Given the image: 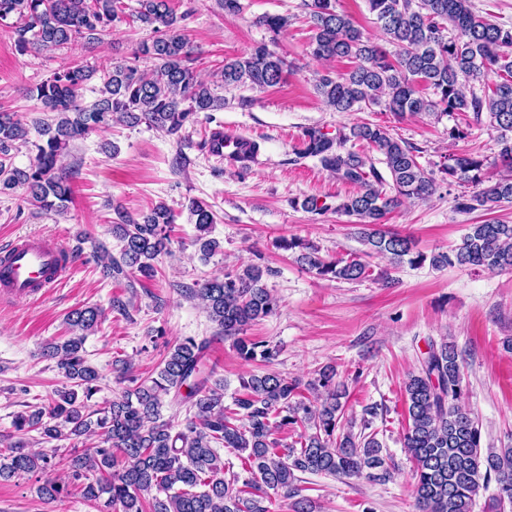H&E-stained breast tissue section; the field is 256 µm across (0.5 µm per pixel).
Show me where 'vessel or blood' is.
I'll return each mask as SVG.
<instances>
[{
    "label": "vessel or blood",
    "mask_w": 512,
    "mask_h": 512,
    "mask_svg": "<svg viewBox=\"0 0 512 512\" xmlns=\"http://www.w3.org/2000/svg\"><path fill=\"white\" fill-rule=\"evenodd\" d=\"M252 146V139L227 127L209 142L208 150L224 160L247 164ZM60 250L57 241L36 237L0 245V292L35 298L60 285L69 275L66 265L59 261Z\"/></svg>",
    "instance_id": "1"
}]
</instances>
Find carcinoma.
Here are the masks:
<instances>
[{"label":"carcinoma","mask_w":512,"mask_h":512,"mask_svg":"<svg viewBox=\"0 0 512 512\" xmlns=\"http://www.w3.org/2000/svg\"><path fill=\"white\" fill-rule=\"evenodd\" d=\"M133 20L151 35L134 52L133 61L115 62L108 69L84 63L65 66L35 87L36 99L46 115L26 124L16 113L0 112V194L23 190L24 200L42 210L60 211L72 198L71 174L61 157L71 141L103 128L117 118L134 127L145 123L171 135L195 122L200 112L224 109V96L200 78L194 67V49L170 0H137ZM387 42L389 53L365 38L348 15L336 10V0H302L313 31L309 53L316 59L349 58L356 65L345 74H323L317 90L325 104L337 112L384 108L397 120L408 115L433 113L448 116L487 111L498 132V160L505 171L493 178L486 159L472 153H452L441 172L448 180L467 183L471 194L457 197L464 213H488L512 204V27L494 22L473 10L471 0H367ZM124 13L122 0H0V21L16 18L15 45L23 54L37 55L76 40L95 43ZM256 25L277 37L288 28L285 15L265 14ZM141 58L152 61L142 70ZM286 61L267 44L249 53L224 60L221 84L266 89L278 85ZM497 75L493 88L479 97L467 93V79ZM100 82L98 96L83 102V90L92 80ZM423 82L432 89L427 97L417 89ZM36 154L26 170L13 164L16 144L29 143ZM361 141L382 156L375 158L346 148ZM300 158L312 157L357 191L336 204V211L358 220L362 256L324 257L299 237L282 239L279 247L298 252L296 261L324 279L357 281L369 275L365 256H384L392 267H412L425 262L435 268L484 267L512 270V224L489 219L469 225L459 244L432 256L415 249L406 236L383 228L386 215L408 199L426 200L436 182L414 154V147L394 137L377 123H355L331 134L320 127L304 130ZM190 213L197 234L194 244L203 259L219 249L210 237L215 213L212 206L194 200ZM111 233L120 242V257L100 244L97 260L109 278L158 274V258L169 253L174 215L163 204L133 219L123 213ZM270 269L250 263L224 270L222 277H207L184 289V296L198 300L224 338L233 341L246 361L272 363L278 350L244 336L247 326L277 313L279 300L264 278ZM101 312L94 306L78 308L67 317L73 336L49 343L44 355L57 366L74 388L59 394L48 407L17 414L18 433L36 431L46 441L79 438L89 433L102 445L73 452L56 465L66 476L85 480L83 498L99 512H269L264 506L268 491L295 498L294 512H312L311 502L299 497L296 473L336 477H389L382 445L375 433H360L354 419L345 418L347 391L328 366L319 376L301 385L271 370L241 379L233 406L224 405V383L214 379L215 367L207 364L209 341L193 337L176 342L157 376L141 382L131 377V367L116 359L112 367L131 386L100 409L85 412L77 389L89 400L97 391L98 371L85 357L84 343L94 331ZM312 397L305 396V393ZM408 428L404 451L416 464L414 493L419 512H475L480 496L488 494L495 512L512 509V448L481 446L479 422L461 404L462 373L459 353L447 341L429 342L421 368L404 382ZM184 405L188 416L181 429L163 419L165 400ZM310 430L300 448L277 437L285 426ZM246 454L249 477L224 476L220 448ZM128 465L114 470L117 457ZM51 457L19 442L0 454V481L23 474L44 472Z\"/></svg>","instance_id":"1"}]
</instances>
